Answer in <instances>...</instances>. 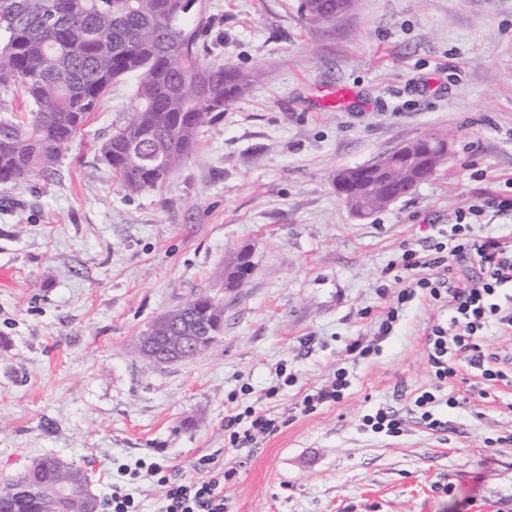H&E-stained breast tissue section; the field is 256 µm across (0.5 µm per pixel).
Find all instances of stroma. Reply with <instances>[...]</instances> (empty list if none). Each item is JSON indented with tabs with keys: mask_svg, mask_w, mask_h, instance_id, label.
I'll return each instance as SVG.
<instances>
[{
	"mask_svg": "<svg viewBox=\"0 0 512 512\" xmlns=\"http://www.w3.org/2000/svg\"><path fill=\"white\" fill-rule=\"evenodd\" d=\"M300 5L196 0L202 57L263 74L159 188L127 196L96 160L135 76L54 176L0 185V480L52 454L102 499L115 466L164 459L187 479L211 458L237 467L228 512H512V386L481 398L461 365L453 391L468 401L438 404L445 428L429 429L414 399L431 380L426 329L448 311L398 298L405 249L512 196V0H356L330 24ZM427 135L448 139L437 172L353 212L337 172ZM243 250L249 275L220 288ZM204 293L224 305L207 349L163 365L135 352L155 318ZM339 368L340 400L305 410ZM249 406L283 425L231 448L224 417ZM385 407L400 433L366 425Z\"/></svg>",
	"mask_w": 512,
	"mask_h": 512,
	"instance_id": "1",
	"label": "stroma"
}]
</instances>
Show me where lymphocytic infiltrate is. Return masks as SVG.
<instances>
[{"label": "lymphocytic infiltrate", "mask_w": 512, "mask_h": 512, "mask_svg": "<svg viewBox=\"0 0 512 512\" xmlns=\"http://www.w3.org/2000/svg\"><path fill=\"white\" fill-rule=\"evenodd\" d=\"M489 208L511 210L512 198H491L461 209L452 244H435L434 257L421 256L412 248L404 250L401 257V268L411 277L413 287L425 290L430 300L444 303L450 315L448 322H435L426 330L433 387L414 400L422 420L433 428L441 425L432 412L436 392L452 385L459 362L478 369L485 388L512 383V362L480 344L488 326L512 330V240L480 236L473 223ZM428 266L441 268V277L423 276L421 270ZM225 428L232 447L240 448L252 444L257 435L277 432L279 420L251 408L243 415H228ZM196 469L197 477L182 479L173 477L170 465L160 461L148 464L146 470L157 476L164 489L160 512H224V485L234 477L235 468L215 466L206 459L198 462ZM140 472L126 464L118 466L105 499V512H139L135 490Z\"/></svg>", "instance_id": "obj_1"}]
</instances>
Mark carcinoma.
<instances>
[{"instance_id":"carcinoma-1","label":"carcinoma","mask_w":512,"mask_h":512,"mask_svg":"<svg viewBox=\"0 0 512 512\" xmlns=\"http://www.w3.org/2000/svg\"><path fill=\"white\" fill-rule=\"evenodd\" d=\"M195 0H0V90L19 92L29 104L19 115L0 102V184L30 175L49 177L104 101L112 85L137 75L136 104L98 148L97 160L119 178L129 195L161 185L157 171L174 172L194 151L203 128L221 108L241 98L255 75L199 61L201 24L185 20ZM350 0H301L309 19L329 23ZM137 144L139 154H130ZM444 139L418 140L406 153L440 164ZM152 157L156 165L140 161ZM409 164L390 174L393 198L420 180ZM349 191L370 198V211L386 207L372 176L350 169ZM200 335L216 336L224 309L202 302L182 310ZM46 455L0 484V512H80L56 487H78L86 476Z\"/></svg>"}]
</instances>
